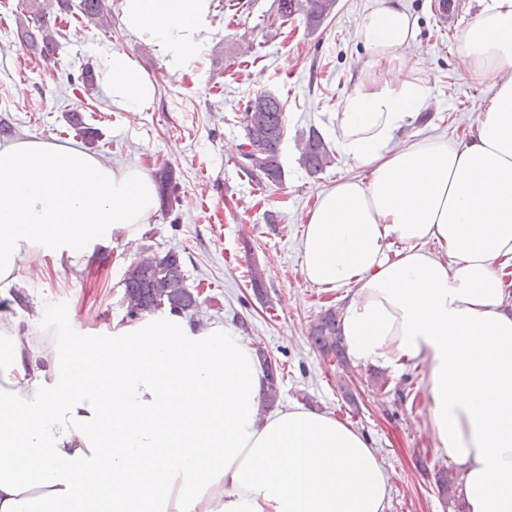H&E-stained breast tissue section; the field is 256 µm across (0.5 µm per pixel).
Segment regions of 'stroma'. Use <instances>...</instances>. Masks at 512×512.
<instances>
[{
	"instance_id": "stroma-1",
	"label": "stroma",
	"mask_w": 512,
	"mask_h": 512,
	"mask_svg": "<svg viewBox=\"0 0 512 512\" xmlns=\"http://www.w3.org/2000/svg\"><path fill=\"white\" fill-rule=\"evenodd\" d=\"M216 2L208 41L174 75L161 49L124 26L121 0H108V31L69 17L58 67L31 51H17V29L27 15L20 0H0V117L13 125L15 140L80 145L67 118L76 112L99 131L93 154L100 161L136 165L151 175L169 166L178 182L171 208L154 211L134 239L108 236L73 259L52 252L24 256L21 264L29 272L14 289L26 305L14 313L36 341L60 326L77 336L111 332L113 320L126 315L123 273L141 244L179 251L188 285L202 293L207 319L242 326L244 341L262 347L283 368L278 407L302 404L328 412L368 438L390 480L387 512H457L433 485L435 470L450 461L435 451L429 431L424 362L411 360L390 373L384 393L369 379L372 365L340 369L307 340L318 314L343 301L339 292L304 281L303 224L318 194L354 170L340 155L323 173L309 175L298 139L312 127L327 132L335 121L366 55L355 32L367 0H336L318 30H308L298 16L278 32L270 26L274 0ZM460 3L458 16L445 25L435 0H403L417 19L411 53L431 89V120L404 125L396 144L469 136L492 95L490 84L471 79L456 54L459 35L480 9L479 0ZM112 50L132 55L157 83L153 104L142 112L120 110L102 91L68 80L85 65L101 69ZM263 91L285 106L283 178L277 184L258 183L234 161L246 103ZM256 267L265 282L261 298L250 283ZM343 384L356 395L357 407L343 400Z\"/></svg>"
}]
</instances>
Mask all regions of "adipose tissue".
Instances as JSON below:
<instances>
[{"mask_svg": "<svg viewBox=\"0 0 512 512\" xmlns=\"http://www.w3.org/2000/svg\"><path fill=\"white\" fill-rule=\"evenodd\" d=\"M208 14L209 0H122L125 26L175 71L207 40ZM356 37L367 56L331 134L357 173L308 211L301 274L343 291L354 361L427 362L431 431L468 512H512V0H481L459 37L471 78L494 89L460 141L393 145L430 94L401 0H369ZM99 80L127 112L156 95L123 51ZM157 203L140 168L47 141L1 148L0 290L24 249L72 258L134 237ZM0 347V512H386L389 479L364 435L302 405L260 413L256 350L231 326L159 311L33 348L1 311Z\"/></svg>", "mask_w": 512, "mask_h": 512, "instance_id": "adipose-tissue-1", "label": "adipose tissue"}]
</instances>
